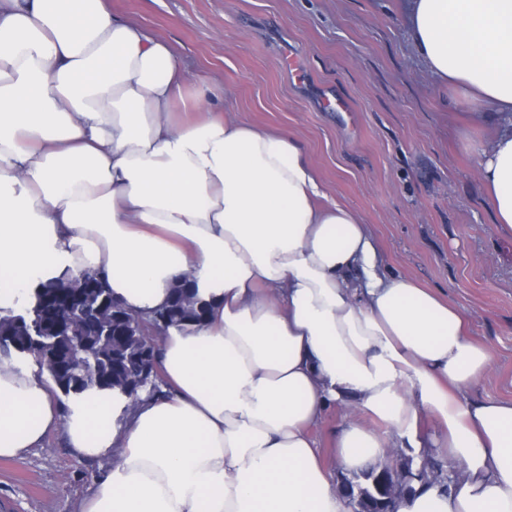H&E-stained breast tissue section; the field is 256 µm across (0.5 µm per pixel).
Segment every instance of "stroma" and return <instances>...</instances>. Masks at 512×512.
<instances>
[{
    "label": "stroma",
    "instance_id": "stroma-1",
    "mask_svg": "<svg viewBox=\"0 0 512 512\" xmlns=\"http://www.w3.org/2000/svg\"><path fill=\"white\" fill-rule=\"evenodd\" d=\"M168 40L188 87L218 84L214 111L302 145L330 199L360 213L389 273L448 299L488 348L470 400L512 401V238L498 235L477 146L497 124L434 77L402 0H107ZM105 464L63 432L0 460V512H77Z\"/></svg>",
    "mask_w": 512,
    "mask_h": 512
}]
</instances>
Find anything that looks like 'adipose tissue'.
Masks as SVG:
<instances>
[{
	"instance_id": "adipose-tissue-1",
	"label": "adipose tissue",
	"mask_w": 512,
	"mask_h": 512,
	"mask_svg": "<svg viewBox=\"0 0 512 512\" xmlns=\"http://www.w3.org/2000/svg\"><path fill=\"white\" fill-rule=\"evenodd\" d=\"M404 5L427 69L472 111L512 115V0ZM187 95L198 107L222 90H187L171 45L104 0H0V309L85 271L145 318L187 272L210 303L203 325L166 331L164 393L132 406L99 393L66 416L32 360L0 363V458L61 430L109 460L78 512H351L335 470L429 448L459 483L417 487L395 512H512V401L466 399L492 357L464 315L384 272L360 214L321 204L296 138L175 122ZM478 153L512 236V129ZM333 407L332 470L309 428Z\"/></svg>"
}]
</instances>
